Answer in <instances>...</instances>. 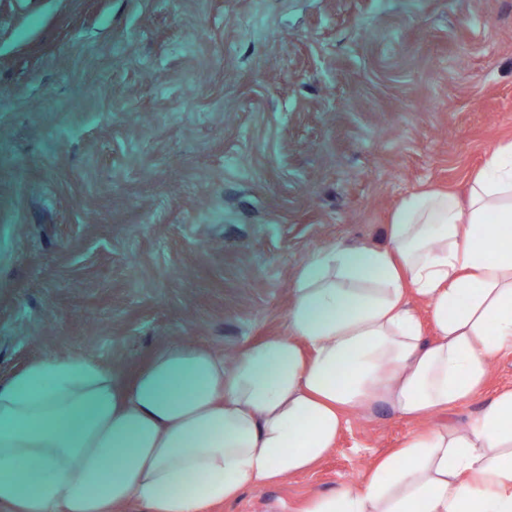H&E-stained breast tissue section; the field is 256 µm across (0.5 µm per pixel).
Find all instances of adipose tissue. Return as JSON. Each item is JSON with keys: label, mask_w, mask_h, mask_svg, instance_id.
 Here are the masks:
<instances>
[{"label": "adipose tissue", "mask_w": 512, "mask_h": 512, "mask_svg": "<svg viewBox=\"0 0 512 512\" xmlns=\"http://www.w3.org/2000/svg\"><path fill=\"white\" fill-rule=\"evenodd\" d=\"M388 240L307 260L287 335L232 359L173 343L129 381L86 353L31 359L0 382V512H209L311 469L352 408L421 420L469 400L512 351V141L472 177L467 203L405 197ZM306 512H512V389L465 430L417 431Z\"/></svg>", "instance_id": "1"}]
</instances>
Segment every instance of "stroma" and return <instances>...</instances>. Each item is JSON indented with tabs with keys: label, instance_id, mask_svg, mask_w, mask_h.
I'll list each match as a JSON object with an SVG mask.
<instances>
[{
	"label": "stroma",
	"instance_id": "1",
	"mask_svg": "<svg viewBox=\"0 0 512 512\" xmlns=\"http://www.w3.org/2000/svg\"><path fill=\"white\" fill-rule=\"evenodd\" d=\"M512 141V0H0V381L83 352L132 377L288 333L291 278ZM348 412L315 468L210 512H304L420 426Z\"/></svg>",
	"mask_w": 512,
	"mask_h": 512
}]
</instances>
